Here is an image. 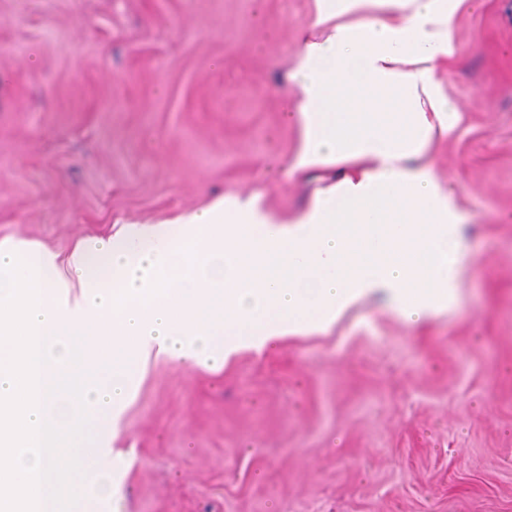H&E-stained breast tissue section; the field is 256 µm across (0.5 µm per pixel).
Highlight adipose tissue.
I'll return each instance as SVG.
<instances>
[{"label": "adipose tissue", "instance_id": "1", "mask_svg": "<svg viewBox=\"0 0 512 512\" xmlns=\"http://www.w3.org/2000/svg\"><path fill=\"white\" fill-rule=\"evenodd\" d=\"M468 2L315 0L326 36L302 38L290 74L292 170L351 172L290 225L227 198L63 260L0 241V453L36 455L32 470L0 469V512H29L35 497L58 512L63 488L104 477L109 428L150 353L220 367L370 294L409 325L455 306L462 218L428 151L452 121L435 68Z\"/></svg>", "mask_w": 512, "mask_h": 512}]
</instances>
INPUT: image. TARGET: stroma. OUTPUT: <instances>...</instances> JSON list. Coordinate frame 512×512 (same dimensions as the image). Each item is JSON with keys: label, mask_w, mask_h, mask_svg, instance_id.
<instances>
[{"label": "stroma", "mask_w": 512, "mask_h": 512, "mask_svg": "<svg viewBox=\"0 0 512 512\" xmlns=\"http://www.w3.org/2000/svg\"><path fill=\"white\" fill-rule=\"evenodd\" d=\"M314 0H0V240L67 253L221 196L296 220L288 74ZM436 66L433 171L463 216L452 310L376 296L218 370L150 359L97 512H512V0Z\"/></svg>", "instance_id": "obj_1"}]
</instances>
